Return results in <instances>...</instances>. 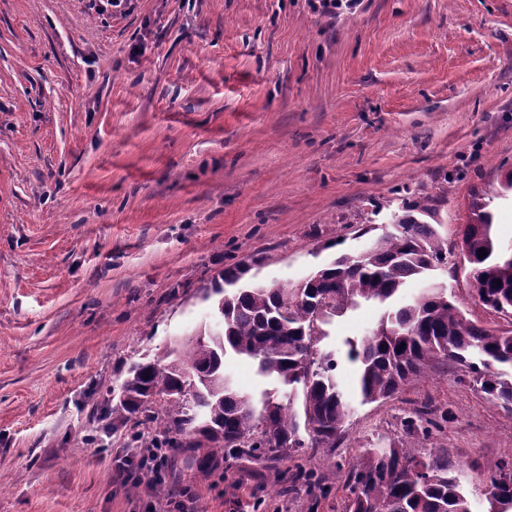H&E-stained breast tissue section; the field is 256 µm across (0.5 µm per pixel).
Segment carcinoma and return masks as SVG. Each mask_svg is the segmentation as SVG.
<instances>
[{
    "label": "carcinoma",
    "instance_id": "cac0c4a2",
    "mask_svg": "<svg viewBox=\"0 0 512 512\" xmlns=\"http://www.w3.org/2000/svg\"><path fill=\"white\" fill-rule=\"evenodd\" d=\"M493 200L483 188L469 194L463 235L473 252L464 263L474 300L511 318L512 250L493 235ZM446 266L448 240L409 209L396 231L362 253L339 254L293 288L246 282L245 263L226 268L224 284L213 286L222 295L216 309L221 330L196 334L182 354L165 351L132 364L112 414L123 422L141 417L145 429L132 432L140 446L203 450L201 466L226 448L267 462L307 448L327 454L345 437L353 412L337 377L340 352L355 366L362 404L396 396L441 362L512 414V330L477 324L442 291L398 300L408 283ZM362 301L384 308L378 321L345 340L342 350L325 347V326ZM229 354L256 362L261 377L285 389L283 400L266 391L267 406L257 408L251 395L227 382ZM450 419L449 411L427 401L407 412L402 427L410 438H426ZM453 468L437 458L424 461L407 444L367 441L348 471L346 512H471ZM484 495L488 512H512V457L490 475Z\"/></svg>",
    "mask_w": 512,
    "mask_h": 512
}]
</instances>
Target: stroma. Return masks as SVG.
Segmentation results:
<instances>
[{"label": "stroma", "mask_w": 512, "mask_h": 512, "mask_svg": "<svg viewBox=\"0 0 512 512\" xmlns=\"http://www.w3.org/2000/svg\"><path fill=\"white\" fill-rule=\"evenodd\" d=\"M512 0H0V512H345L365 441H420L482 491L512 415L436 366L356 406L334 453L277 463L168 451L157 497L112 423L128 368L209 322L229 265L295 287L367 226L426 208L449 243L472 188L512 242ZM438 282L485 328L512 325ZM322 492L292 484L296 465ZM451 419L448 410L432 409L431 402H422L403 417L402 427L408 438L428 437L433 430H442Z\"/></svg>", "instance_id": "stroma-1"}]
</instances>
